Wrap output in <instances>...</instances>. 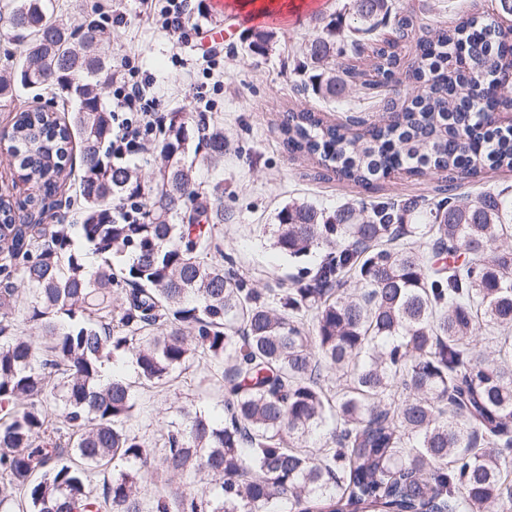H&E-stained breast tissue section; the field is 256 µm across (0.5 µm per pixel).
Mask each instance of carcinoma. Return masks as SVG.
I'll return each instance as SVG.
<instances>
[{"mask_svg": "<svg viewBox=\"0 0 512 512\" xmlns=\"http://www.w3.org/2000/svg\"><path fill=\"white\" fill-rule=\"evenodd\" d=\"M348 15L354 51L382 25L414 28L390 0H351ZM7 27L21 58L0 101L43 88L77 107L66 121L16 114L6 152L42 180L51 209L78 138L81 222L15 224L16 204L0 197V512H512V196L450 194L423 224L402 223L415 199L331 215L289 203L273 246L324 255L286 288H255L213 237L222 196L200 201L193 115L163 117V164L145 183L112 164L99 81L112 59L95 26L77 43L48 0H11ZM341 54L329 22L296 70L334 99L365 76L327 67ZM401 61L385 41L372 50L385 82L420 83L388 123L353 136L290 109L288 148L362 186L398 170L471 177L485 146L493 167L512 171V126L483 116L512 103L500 80L512 31L471 15L419 37L411 71ZM198 139L224 157L220 129ZM131 197L144 223L119 224L113 213ZM76 236L103 258L96 271ZM21 324L36 334H18ZM118 352L132 356L135 380L105 378ZM195 359L223 380L224 420L180 409L157 457L133 428L136 391ZM338 374L347 380L333 392ZM201 471L214 487L192 493L184 480ZM152 473L161 487L143 484Z\"/></svg>", "mask_w": 512, "mask_h": 512, "instance_id": "obj_1", "label": "carcinoma"}]
</instances>
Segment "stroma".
<instances>
[{
    "label": "stroma",
    "instance_id": "stroma-1",
    "mask_svg": "<svg viewBox=\"0 0 512 512\" xmlns=\"http://www.w3.org/2000/svg\"><path fill=\"white\" fill-rule=\"evenodd\" d=\"M349 2L322 0L319 9L305 14L299 24L274 28L266 52L251 50L257 33L251 27L215 55L205 36L211 26L206 18H199L198 29H187L176 43L162 29L160 18L142 14L139 0H52L56 12L72 28L100 25L112 49L113 71H120L126 58H133L140 73L152 78L165 112H192L189 86L203 80V69L211 70V80H203L206 98L212 120L224 128L227 147L219 165L198 167L197 180L202 199H211L214 189H223L224 221L215 225L214 237L233 256L240 274L260 289L291 280L301 267L271 243L269 226L288 203L309 202L330 213L346 202L438 200L452 188L470 197L488 189L512 195V172L508 171L485 167L478 176L452 185L434 175L394 173L364 188L326 171L317 159L289 154L279 127L288 109L310 108L331 121L381 124L387 118V104L405 108L415 94L410 80L374 90L356 82L335 102L301 87L293 68L302 51L323 25L344 13ZM394 7L413 19L420 35L471 13L491 17L501 25L512 22V16L500 11L497 0H394ZM40 105L59 113L73 110L75 103L44 91H19L12 101L0 102V131L10 129L16 112ZM181 406L199 408L217 421L224 418L222 387L201 365L183 372L171 386L138 394L134 429L145 436L154 452H161L163 427Z\"/></svg>",
    "mask_w": 512,
    "mask_h": 512
}]
</instances>
